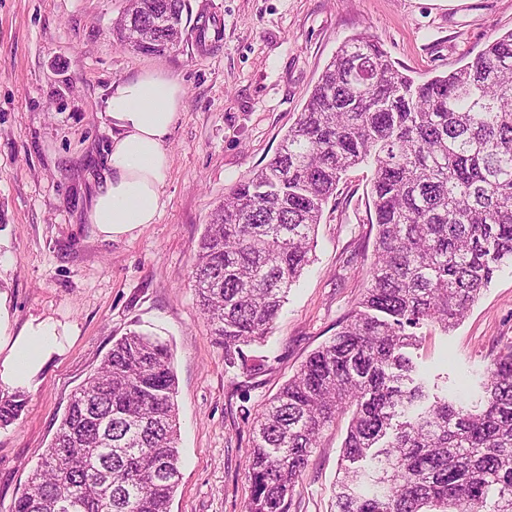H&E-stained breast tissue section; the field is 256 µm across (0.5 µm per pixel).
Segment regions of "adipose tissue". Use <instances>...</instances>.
Returning a JSON list of instances; mask_svg holds the SVG:
<instances>
[{"label":"adipose tissue","instance_id":"adipose-tissue-1","mask_svg":"<svg viewBox=\"0 0 512 512\" xmlns=\"http://www.w3.org/2000/svg\"><path fill=\"white\" fill-rule=\"evenodd\" d=\"M183 97L180 83L160 71L113 83L103 112L110 137L106 168L86 212L102 239L129 235L157 221L170 172L169 138ZM73 333L72 326L53 319H33L13 330L0 300V390L32 387Z\"/></svg>","mask_w":512,"mask_h":512}]
</instances>
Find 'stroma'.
Masks as SVG:
<instances>
[{"label":"stroma","instance_id":"obj_1","mask_svg":"<svg viewBox=\"0 0 512 512\" xmlns=\"http://www.w3.org/2000/svg\"><path fill=\"white\" fill-rule=\"evenodd\" d=\"M179 50L145 55L112 26L126 0H0V295L16 326L71 324L63 352L0 427V512H11L71 396L131 332L167 343L177 377L180 483L170 512H246L252 422L327 344L370 280L374 167L351 169L323 210L312 261L264 343L228 364L193 286L197 243L225 194L277 152L348 39L379 41L423 81L512 30V0H190ZM207 14L205 42L195 18ZM160 69L185 88L156 223L112 241L85 211L102 176L114 81ZM408 354L429 385L472 404L512 342V263L449 331L429 324ZM348 416L324 431L290 512H333Z\"/></svg>","mask_w":512,"mask_h":512}]
</instances>
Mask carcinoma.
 I'll list each match as a JSON object with an SVG mask.
<instances>
[{"instance_id":"1","label":"carcinoma","mask_w":512,"mask_h":512,"mask_svg":"<svg viewBox=\"0 0 512 512\" xmlns=\"http://www.w3.org/2000/svg\"><path fill=\"white\" fill-rule=\"evenodd\" d=\"M187 0L129 7L112 33L163 55ZM512 30L417 82L382 46L338 48L275 155L211 215L193 260L198 304L228 363L262 343L310 263L324 206L372 160L371 278L336 336L255 417L246 512H290L312 449L351 414L336 512H512V345L472 406L429 398L406 349L455 326L512 261ZM172 353L132 332L75 391L12 512H170L180 426ZM0 396V426L24 410Z\"/></svg>"}]
</instances>
